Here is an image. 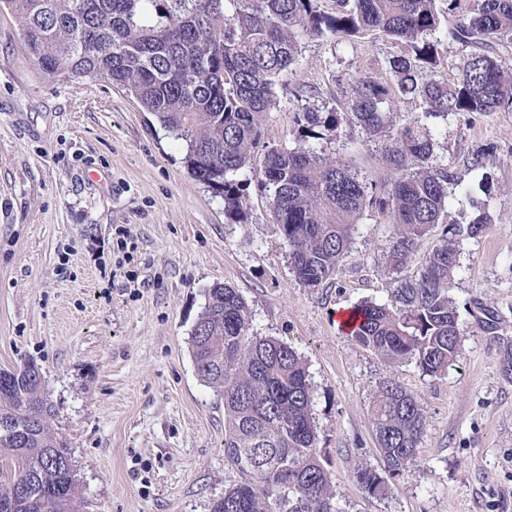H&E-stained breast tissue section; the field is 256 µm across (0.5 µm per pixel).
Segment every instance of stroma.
<instances>
[{
    "mask_svg": "<svg viewBox=\"0 0 512 512\" xmlns=\"http://www.w3.org/2000/svg\"><path fill=\"white\" fill-rule=\"evenodd\" d=\"M404 52L377 32L304 38L263 115L265 141L294 147L297 107L344 111L351 80L385 76ZM426 124L437 164L459 183L408 272L447 229L481 212L489 222L486 236L460 242L448 294L464 337L440 378L384 361L336 322L362 300L386 301L393 225L365 211L335 273L305 287L259 188L262 150L245 171L246 218L230 221L223 198L184 166L180 141L107 82L44 74L0 9V369L40 367L50 427L76 464L78 512H211L236 481L224 459V401L198 378L189 345L204 291L217 283L245 298L253 334L305 362L341 512H512V382L481 325L492 310L499 336L512 340V112ZM385 143L344 124L318 147L379 182L389 173ZM389 377L419 400L425 432L411 472L376 498L356 473L380 466L369 406Z\"/></svg>",
    "mask_w": 512,
    "mask_h": 512,
    "instance_id": "35a3bbf8",
    "label": "stroma"
}]
</instances>
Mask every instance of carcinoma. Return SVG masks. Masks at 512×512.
<instances>
[{"label":"carcinoma","mask_w":512,"mask_h":512,"mask_svg":"<svg viewBox=\"0 0 512 512\" xmlns=\"http://www.w3.org/2000/svg\"><path fill=\"white\" fill-rule=\"evenodd\" d=\"M444 1L446 9L438 2ZM18 23L24 45L52 78L91 77L125 91L141 111L184 143L197 180L224 198L227 218L245 220L243 183L234 179L262 136L275 88L295 63L301 38L378 31L411 48L389 61V80L358 77L346 111L304 107V130L292 149L264 153L262 188L288 243L292 271L308 288L329 279L371 208L395 226L390 252L401 272L416 241L440 223L455 174L435 163L434 139L421 120L394 124L396 101L411 96L424 117L457 112H512V71L489 50L512 44V0H0ZM452 15L457 42L477 47L459 59L457 82L440 75L445 55L431 40ZM375 137L387 134L389 175L376 184L319 152L341 124ZM488 233L480 215L455 227L399 275L388 300L353 308L360 324L349 337L389 362L411 359L439 377L453 366L462 333L448 283L458 267V240ZM252 315L234 288L215 284L190 337L197 376L224 399V458L238 480L212 512H340L322 462L308 370L274 337L250 333ZM483 330L498 344L501 374L512 380V341L497 335L496 315ZM370 413L384 471L403 476L424 434L417 398L396 379L379 383ZM53 414L40 368L26 361L0 370V512H76L77 479L67 444L49 426ZM356 479L373 497L390 486L375 470Z\"/></svg>","instance_id":"obj_1"}]
</instances>
